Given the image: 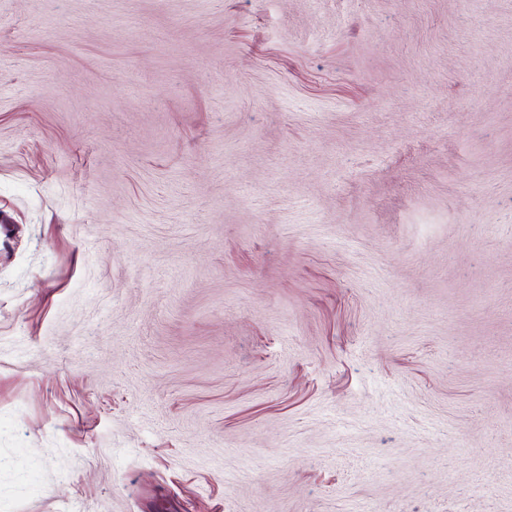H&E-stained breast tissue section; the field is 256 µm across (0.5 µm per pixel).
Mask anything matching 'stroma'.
<instances>
[{
	"label": "stroma",
	"instance_id": "35a3bbf8",
	"mask_svg": "<svg viewBox=\"0 0 512 512\" xmlns=\"http://www.w3.org/2000/svg\"><path fill=\"white\" fill-rule=\"evenodd\" d=\"M0 512H512V0H0Z\"/></svg>",
	"mask_w": 512,
	"mask_h": 512
}]
</instances>
